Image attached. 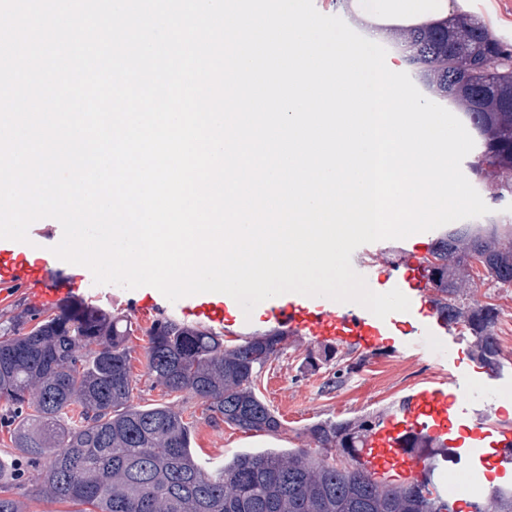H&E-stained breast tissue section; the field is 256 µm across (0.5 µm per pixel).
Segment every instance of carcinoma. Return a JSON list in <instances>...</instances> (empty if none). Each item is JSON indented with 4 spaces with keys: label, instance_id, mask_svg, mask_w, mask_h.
<instances>
[{
    "label": "carcinoma",
    "instance_id": "1",
    "mask_svg": "<svg viewBox=\"0 0 512 512\" xmlns=\"http://www.w3.org/2000/svg\"><path fill=\"white\" fill-rule=\"evenodd\" d=\"M406 66L420 70L432 97L459 112L476 132L469 161L474 179L496 196L512 194V51L464 14L390 40ZM463 54L470 66L459 69ZM426 267L432 302L448 325H463L478 357L500 364L499 311L469 300L461 263L475 260L486 277L512 284V222L476 230L442 229ZM132 326L77 300H65L29 331L0 334V401L12 411L20 455L0 458V512H19L10 496L19 458L35 465L36 492L80 512H453L428 483L383 486L336 456L314 459L303 448L242 452L208 467L192 452L191 427L172 402L131 404ZM145 366L164 394L209 403L215 416L244 431L276 432L281 422L256 393L264 366L285 348L273 331L228 345L203 325L174 318L145 330ZM373 426L361 419L307 428L317 446L353 457ZM494 512H512V489L495 488Z\"/></svg>",
    "mask_w": 512,
    "mask_h": 512
}]
</instances>
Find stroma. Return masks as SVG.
I'll return each mask as SVG.
<instances>
[{
    "instance_id": "1",
    "label": "stroma",
    "mask_w": 512,
    "mask_h": 512,
    "mask_svg": "<svg viewBox=\"0 0 512 512\" xmlns=\"http://www.w3.org/2000/svg\"><path fill=\"white\" fill-rule=\"evenodd\" d=\"M461 10L488 27L512 49V0H464ZM62 235L61 224L39 220L29 228V244L14 241L10 247L27 259L49 260L59 277L72 284L73 299L110 313H121L130 320L133 328L129 339L130 365L137 380L132 402L136 405L163 402L161 387L156 386L145 367L144 331L155 320L180 318L181 306L200 304V297H184L177 306L151 286L128 290L114 284H95L89 269L77 268L52 257L50 249L60 242ZM462 274L474 288L476 301L495 305L500 311L495 328L501 348V365L497 370H490L477 358L469 332L460 325L437 330L434 342L447 348L446 361L440 362L409 349V327L437 320L438 314L430 303L416 307L406 328L396 330L391 345L373 352L341 348L339 354L344 363L354 365L355 370L335 389L326 386L333 374L332 367L313 370L304 363L309 353L323 350V343L292 336L284 352L268 362L257 380L259 396L282 422L277 439L286 447H304L313 457L323 458L324 450L312 444L305 433L311 424L321 420L378 416L383 410L398 405L417 387L452 375L486 388L485 394L469 405L467 415L452 425L456 436L474 446L472 455L454 457L447 465L448 473L459 480L455 508L457 512H471L470 502L487 500L499 465L495 449L477 441L476 435L481 428L512 426V288H500L486 280L483 268L476 263L463 267ZM146 297L155 302L153 313L146 318L134 316L136 304ZM178 407L192 425V449L200 460L220 462L239 452L244 431L213 417L204 400L188 396L179 401Z\"/></svg>"
}]
</instances>
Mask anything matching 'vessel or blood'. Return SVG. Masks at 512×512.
I'll return each mask as SVG.
<instances>
[{
	"label": "vessel or blood",
	"instance_id": "obj_1",
	"mask_svg": "<svg viewBox=\"0 0 512 512\" xmlns=\"http://www.w3.org/2000/svg\"><path fill=\"white\" fill-rule=\"evenodd\" d=\"M377 266L384 270L391 287L421 292L428 286L425 265L417 252L404 250L392 258L380 252L374 262H357L353 268L367 278ZM0 282L25 288L31 300L40 306L52 304L68 291L47 263L7 257L2 247ZM188 314L228 328L246 319L236 303L228 306L204 302L189 309ZM272 316L277 324L287 328L289 335L365 351L384 346L398 324L394 313L381 319L355 303H340L322 296L302 295L293 299L286 293L273 298ZM472 391V386L451 385L444 380L436 386H420L407 401L381 413L356 455V466L380 484L410 485L431 477L434 466L428 457L407 449L405 441L410 436L423 435L439 445L454 447L452 420L463 412Z\"/></svg>",
	"mask_w": 512,
	"mask_h": 512
}]
</instances>
